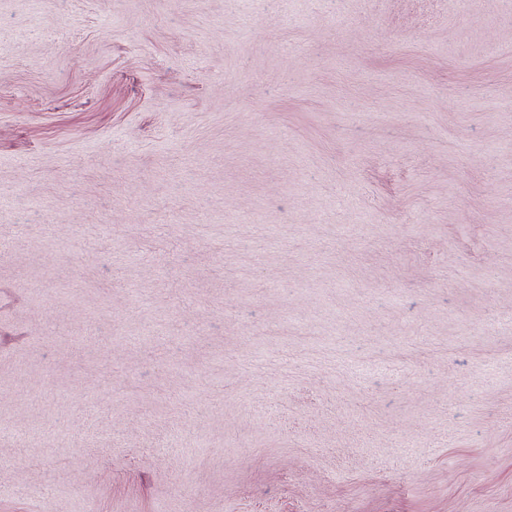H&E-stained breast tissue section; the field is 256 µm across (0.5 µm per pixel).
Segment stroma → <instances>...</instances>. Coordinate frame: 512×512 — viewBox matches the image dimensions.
<instances>
[{
  "label": "stroma",
  "mask_w": 512,
  "mask_h": 512,
  "mask_svg": "<svg viewBox=\"0 0 512 512\" xmlns=\"http://www.w3.org/2000/svg\"><path fill=\"white\" fill-rule=\"evenodd\" d=\"M0 512H512V0H0Z\"/></svg>",
  "instance_id": "35a3bbf8"
}]
</instances>
